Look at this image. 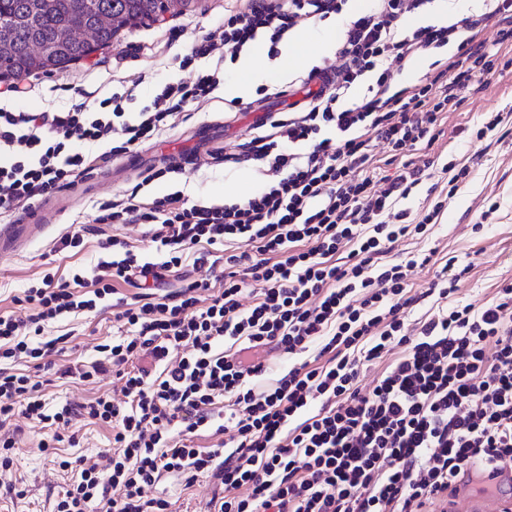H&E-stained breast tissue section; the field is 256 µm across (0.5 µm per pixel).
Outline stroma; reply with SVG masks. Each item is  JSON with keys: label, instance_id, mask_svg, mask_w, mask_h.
<instances>
[{"label": "stroma", "instance_id": "35a3bbf8", "mask_svg": "<svg viewBox=\"0 0 512 512\" xmlns=\"http://www.w3.org/2000/svg\"><path fill=\"white\" fill-rule=\"evenodd\" d=\"M225 5V0H196L193 11L185 15L168 16L129 33L120 32L112 45L94 50L63 70L30 75L29 94L21 99L0 98V107L40 112L66 110L83 102L92 109L100 99L129 86L134 87L138 101L150 99L166 84L187 78V71L178 66V57L187 53L195 27L223 23ZM165 38L170 41L165 56L152 55V48ZM231 105L223 90H216L213 100L195 105L193 118L167 134L164 142L140 148L137 168L130 169L125 161L112 160L92 174L95 190L87 191L80 185L72 187L68 209L50 217L39 238L20 252L0 258V310L13 309V296L45 273L68 278L78 272L92 278L102 254V239L115 235L132 246L148 248L149 240L142 226L96 221L100 204L129 188L139 187L141 196L149 199L180 190L189 201L201 204L239 196V180L244 176L250 179L253 190H260L262 177L249 165L227 170L188 165L148 184L137 183L141 170L166 169L170 150L182 155L202 154L217 146L239 143L254 121L251 114L234 112ZM490 112L506 113V128L477 138L476 131ZM428 156L436 171L404 200V207L410 211H419L426 204L432 185H447L449 177L441 171L445 163L468 168L469 175L449 199L429 238L409 237L397 245L401 252H426L431 256L429 265L412 274V291L418 294L428 288L435 272L452 258L471 267L459 285L458 300L482 306L495 296L498 288L512 283V67L483 79L478 90L466 93L462 104L444 119L441 134ZM489 199L497 202L498 209L482 232H474L472 226L479 222L483 205ZM83 226L89 233L82 247L54 253L53 245L60 236ZM46 333L72 336V348L59 357V364L89 363L98 357L97 345L112 339V312L106 309L63 319L50 324ZM120 387L116 376L110 374L90 385L62 378L48 385L44 394L48 405L54 407L103 393L116 397ZM15 422L21 428L16 477L23 482L27 495L16 499L0 487V512H50L54 497L70 476L58 471L50 456L39 450L42 431L37 423L21 416Z\"/></svg>", "mask_w": 512, "mask_h": 512}]
</instances>
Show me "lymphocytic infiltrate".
Instances as JSON below:
<instances>
[{
  "label": "lymphocytic infiltrate",
  "instance_id": "1",
  "mask_svg": "<svg viewBox=\"0 0 512 512\" xmlns=\"http://www.w3.org/2000/svg\"><path fill=\"white\" fill-rule=\"evenodd\" d=\"M432 0H235L222 25L197 34L186 69L214 68L163 87L149 102L115 93L96 111L16 112L0 107V215L20 223L45 196L73 185L110 157L140 149L183 123L224 80L258 32L270 54L301 23L343 16L336 63L325 89L258 124L240 152L218 149L212 164H256L264 180L252 197L188 204L176 191L149 201L137 192L101 205V224H140L153 253L112 237L93 279L45 274L13 296L25 316L0 311V474L17 441L14 414L46 424L42 450L76 447L73 419L109 429L105 465L83 466L57 494L51 512H170L169 488L199 475L219 491L208 512H431L470 466L512 468V284L477 308L455 299L462 268L447 263L426 289L438 311L412 330L417 296L410 276L425 253L394 254L397 242L428 236L444 208H403L422 168L403 160L430 149L446 112L498 59L479 34L495 25L512 43V0L408 28ZM456 45L436 75L402 88L395 77L431 50ZM365 86L354 101L350 90ZM386 144L394 175L376 173L374 149ZM212 278L184 275L186 264ZM180 284L165 290L167 275ZM131 287L128 295L121 286ZM115 297L119 335L98 359L77 368L86 382L112 372L122 400L98 396L48 410L41 382L20 364L50 370L48 357L68 336L45 338L60 319ZM294 358L272 372L267 356ZM150 358L155 368L139 367ZM383 369L361 386L364 369ZM214 444L197 446L201 434Z\"/></svg>",
  "mask_w": 512,
  "mask_h": 512
}]
</instances>
